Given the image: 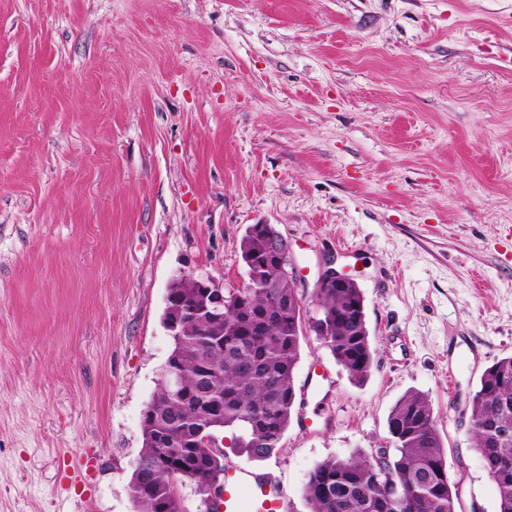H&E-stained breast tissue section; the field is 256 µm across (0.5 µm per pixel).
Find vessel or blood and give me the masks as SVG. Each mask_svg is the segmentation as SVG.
<instances>
[{
    "mask_svg": "<svg viewBox=\"0 0 512 512\" xmlns=\"http://www.w3.org/2000/svg\"><path fill=\"white\" fill-rule=\"evenodd\" d=\"M214 512H288V501L271 475L237 466L224 468V496Z\"/></svg>",
    "mask_w": 512,
    "mask_h": 512,
    "instance_id": "1",
    "label": "vessel or blood"
}]
</instances>
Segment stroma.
<instances>
[{
  "label": "stroma",
  "instance_id": "obj_1",
  "mask_svg": "<svg viewBox=\"0 0 512 512\" xmlns=\"http://www.w3.org/2000/svg\"><path fill=\"white\" fill-rule=\"evenodd\" d=\"M288 242L305 318L354 275L373 367L325 371L312 426L253 462L289 512L310 471L391 447L428 396L456 512H497L469 400L512 356V0H0V512H137L176 276L248 281Z\"/></svg>",
  "mask_w": 512,
  "mask_h": 512
}]
</instances>
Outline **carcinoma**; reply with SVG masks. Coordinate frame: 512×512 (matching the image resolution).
Masks as SVG:
<instances>
[{
  "label": "carcinoma",
  "mask_w": 512,
  "mask_h": 512,
  "mask_svg": "<svg viewBox=\"0 0 512 512\" xmlns=\"http://www.w3.org/2000/svg\"><path fill=\"white\" fill-rule=\"evenodd\" d=\"M273 227L251 224L240 241L255 288L224 294V321L207 315L183 325L173 337L168 375L173 386H159L143 417L142 448L131 477L138 512H181L179 487L189 481L200 494L223 469V452L200 443V434L223 430L231 448L255 461L281 450L296 401L294 373L300 356L303 308L285 303L290 285L266 263ZM201 289L188 279L168 288L169 314L202 304ZM324 310L311 330L364 382L373 349L359 288H323ZM224 379L215 381L210 370ZM471 436L487 472L498 476L497 512H512V435L501 438L495 423H512V356L488 367L472 394ZM394 452L386 473L372 479L374 455L329 457L309 473L304 489L308 512H456L460 487L450 479L442 438L426 396L407 392L392 407L388 428Z\"/></svg>",
  "instance_id": "cac0c4a2"
}]
</instances>
